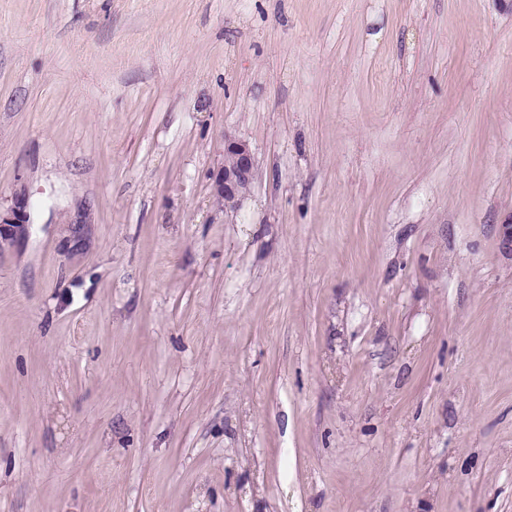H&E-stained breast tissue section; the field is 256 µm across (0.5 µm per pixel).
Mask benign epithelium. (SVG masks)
<instances>
[{"label": "benign epithelium", "instance_id": "obj_1", "mask_svg": "<svg viewBox=\"0 0 512 512\" xmlns=\"http://www.w3.org/2000/svg\"><path fill=\"white\" fill-rule=\"evenodd\" d=\"M258 179V165L250 145L241 139L224 137V165L214 178L212 198L216 209L224 215L237 210L249 196ZM27 200L15 199L5 213L0 211V243L29 223Z\"/></svg>", "mask_w": 512, "mask_h": 512}]
</instances>
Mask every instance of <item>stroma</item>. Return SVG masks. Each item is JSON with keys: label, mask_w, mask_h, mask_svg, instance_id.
<instances>
[{"label": "stroma", "mask_w": 512, "mask_h": 512, "mask_svg": "<svg viewBox=\"0 0 512 512\" xmlns=\"http://www.w3.org/2000/svg\"><path fill=\"white\" fill-rule=\"evenodd\" d=\"M19 196L0 512H512V0H0ZM258 165L250 145L241 139L225 136L224 165L214 178L212 198L224 216L234 212L249 196L258 179Z\"/></svg>", "instance_id": "1"}]
</instances>
